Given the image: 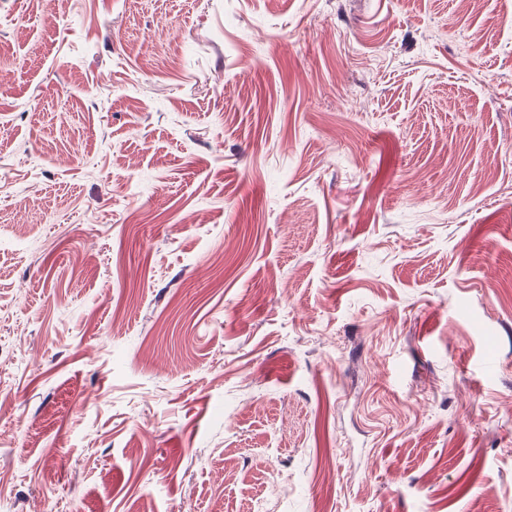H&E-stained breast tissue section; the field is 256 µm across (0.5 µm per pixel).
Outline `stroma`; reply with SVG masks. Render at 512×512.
I'll return each mask as SVG.
<instances>
[{"label": "stroma", "mask_w": 512, "mask_h": 512, "mask_svg": "<svg viewBox=\"0 0 512 512\" xmlns=\"http://www.w3.org/2000/svg\"><path fill=\"white\" fill-rule=\"evenodd\" d=\"M0 512H512V0H0Z\"/></svg>", "instance_id": "stroma-1"}]
</instances>
